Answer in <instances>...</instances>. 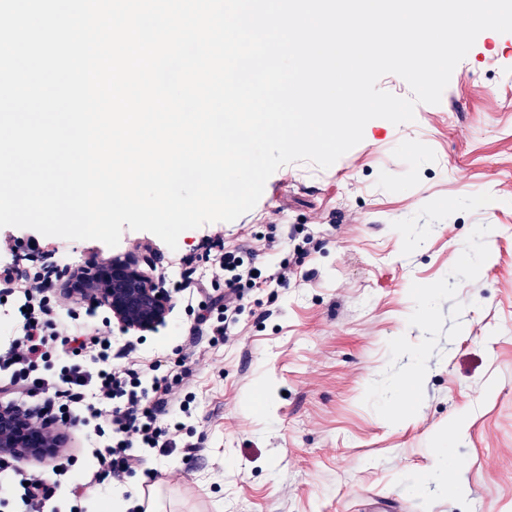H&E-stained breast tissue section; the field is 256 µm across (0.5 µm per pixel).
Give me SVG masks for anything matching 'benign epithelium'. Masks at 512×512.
<instances>
[{
  "instance_id": "obj_1",
  "label": "benign epithelium",
  "mask_w": 512,
  "mask_h": 512,
  "mask_svg": "<svg viewBox=\"0 0 512 512\" xmlns=\"http://www.w3.org/2000/svg\"><path fill=\"white\" fill-rule=\"evenodd\" d=\"M67 295L104 307L125 332H153L174 308L171 294L140 268L133 256L90 259L70 273ZM54 420L13 403L0 404V453L17 459L56 455L65 437L50 434Z\"/></svg>"
}]
</instances>
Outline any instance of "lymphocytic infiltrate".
Returning a JSON list of instances; mask_svg holds the SVG:
<instances>
[{
	"mask_svg": "<svg viewBox=\"0 0 512 512\" xmlns=\"http://www.w3.org/2000/svg\"><path fill=\"white\" fill-rule=\"evenodd\" d=\"M206 248L213 253V273L224 279L227 291L213 294L192 276L186 285L190 298L198 302L199 324L208 325L211 343L218 344L245 290L255 287L257 278L246 251L226 249L221 235L207 239ZM53 275V266L46 264L25 272L0 265V304L14 318L11 334L0 338V396L20 400L41 389L56 408L58 429L93 428L101 444L91 451L95 469L89 482L100 484L140 468L146 450L164 453L175 447L181 425L171 422V413L176 408L185 413L189 407L176 403L167 378H154L150 387H143L140 364L113 365L111 339L65 319L48 293ZM60 352L68 356V364L45 372L52 354ZM10 470L19 484L24 512H45L54 488L68 478V464L60 458L48 475L40 476L15 470L13 460L0 457V473Z\"/></svg>",
	"mask_w": 512,
	"mask_h": 512,
	"instance_id": "f902f5d3",
	"label": "lymphocytic infiltrate"
}]
</instances>
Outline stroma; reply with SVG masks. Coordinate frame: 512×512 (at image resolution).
<instances>
[{
  "mask_svg": "<svg viewBox=\"0 0 512 512\" xmlns=\"http://www.w3.org/2000/svg\"><path fill=\"white\" fill-rule=\"evenodd\" d=\"M217 230L264 280L215 346L194 334L181 287ZM43 242L17 264L148 258L175 302L166 325L125 334L104 309L85 322L131 359L161 360V374L181 365L176 391L194 398L176 448L152 462L158 478L88 486L83 512L144 485L165 512H371L378 499L397 512H512V32H481L414 121H369L328 168L280 167L252 210L182 232L177 248L130 229L113 248ZM414 369L417 387L393 396ZM444 469L461 471L464 493L428 485Z\"/></svg>",
  "mask_w": 512,
  "mask_h": 512,
  "instance_id": "35a3bbf8",
  "label": "stroma"
}]
</instances>
